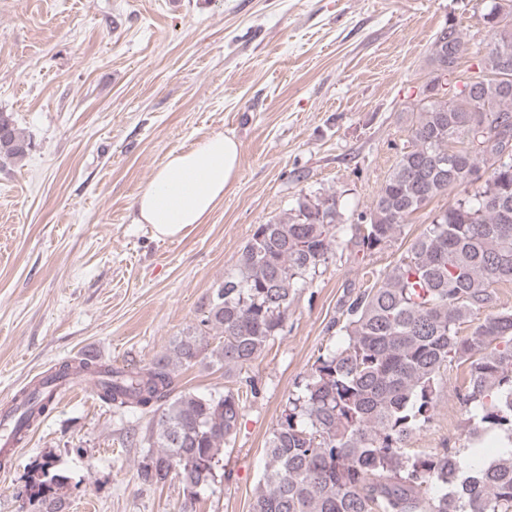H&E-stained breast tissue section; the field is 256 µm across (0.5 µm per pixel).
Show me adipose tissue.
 I'll return each mask as SVG.
<instances>
[{
	"mask_svg": "<svg viewBox=\"0 0 512 512\" xmlns=\"http://www.w3.org/2000/svg\"><path fill=\"white\" fill-rule=\"evenodd\" d=\"M239 154L238 142L223 133L170 152L134 201L136 223L152 225L157 235L171 238L205 223L237 176Z\"/></svg>",
	"mask_w": 512,
	"mask_h": 512,
	"instance_id": "obj_1",
	"label": "adipose tissue"
}]
</instances>
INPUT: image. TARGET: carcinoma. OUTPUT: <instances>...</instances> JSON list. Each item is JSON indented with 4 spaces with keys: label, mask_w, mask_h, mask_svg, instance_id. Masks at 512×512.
I'll list each match as a JSON object with an SVG mask.
<instances>
[{
    "label": "carcinoma",
    "mask_w": 512,
    "mask_h": 512,
    "mask_svg": "<svg viewBox=\"0 0 512 512\" xmlns=\"http://www.w3.org/2000/svg\"><path fill=\"white\" fill-rule=\"evenodd\" d=\"M491 44L469 94L417 98L409 107V146L401 151L348 240L364 256L396 243L412 215L458 190L375 283L343 301V342L318 356L288 398L268 440V462L252 512H512V451L461 475L452 448L410 450L431 422L442 375L466 371L461 404L481 430L512 444V308H495L492 286L512 284V0H489L480 14ZM467 51L462 30L436 33L429 70L456 67ZM491 149L473 144L482 131ZM29 143L0 113V157L22 160ZM341 220L336 194L302 196L285 216L258 225L236 268L209 298L200 324L147 367L94 358L67 362L12 408L14 436L53 409L48 387L92 383L116 413L153 417L137 478L154 487L175 475L194 498L215 480L234 440L252 381L237 389L173 394L174 373L209 357L224 374L250 366L283 330L293 295L334 257ZM475 322L468 336L461 326ZM218 338L210 347L209 337ZM26 491L39 512H59L67 477L52 457L34 466Z\"/></svg>",
    "instance_id": "carcinoma-1"
}]
</instances>
